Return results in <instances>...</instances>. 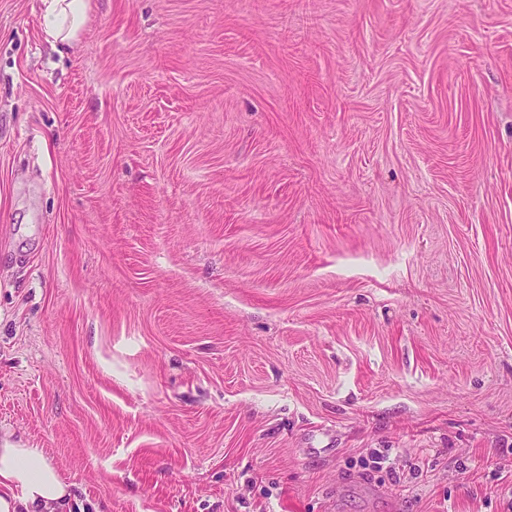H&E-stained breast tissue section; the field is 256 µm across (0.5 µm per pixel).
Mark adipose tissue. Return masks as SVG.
Segmentation results:
<instances>
[{
  "mask_svg": "<svg viewBox=\"0 0 512 512\" xmlns=\"http://www.w3.org/2000/svg\"><path fill=\"white\" fill-rule=\"evenodd\" d=\"M88 12V0H43V33L52 43L68 46ZM74 505L69 485L41 449L0 446V512H73Z\"/></svg>",
  "mask_w": 512,
  "mask_h": 512,
  "instance_id": "1",
  "label": "adipose tissue"
}]
</instances>
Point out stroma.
<instances>
[{
	"label": "stroma",
	"mask_w": 512,
	"mask_h": 512,
	"mask_svg": "<svg viewBox=\"0 0 512 512\" xmlns=\"http://www.w3.org/2000/svg\"><path fill=\"white\" fill-rule=\"evenodd\" d=\"M41 9L6 440L75 512H512V0H90L60 52Z\"/></svg>",
	"instance_id": "1"
}]
</instances>
